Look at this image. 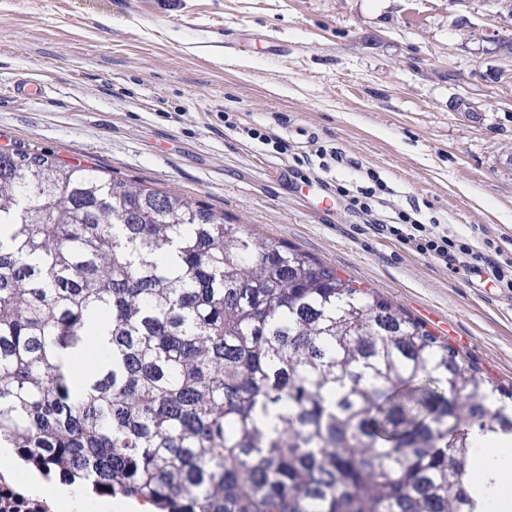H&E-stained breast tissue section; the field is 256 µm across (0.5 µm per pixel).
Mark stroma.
I'll return each mask as SVG.
<instances>
[{
  "label": "stroma",
  "mask_w": 512,
  "mask_h": 512,
  "mask_svg": "<svg viewBox=\"0 0 512 512\" xmlns=\"http://www.w3.org/2000/svg\"><path fill=\"white\" fill-rule=\"evenodd\" d=\"M504 34L512 0H0V150L182 194L334 267L507 385L512 292L369 230L343 203L322 209L313 184L372 169L387 215L417 211L512 257ZM22 77L44 93L10 96ZM317 144L351 166L301 163Z\"/></svg>",
  "instance_id": "obj_1"
}]
</instances>
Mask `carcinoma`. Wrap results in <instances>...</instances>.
Masks as SVG:
<instances>
[{
	"mask_svg": "<svg viewBox=\"0 0 512 512\" xmlns=\"http://www.w3.org/2000/svg\"><path fill=\"white\" fill-rule=\"evenodd\" d=\"M103 345L76 395L87 324ZM512 386L179 194L0 153V448L157 512H477Z\"/></svg>",
	"mask_w": 512,
	"mask_h": 512,
	"instance_id": "1",
	"label": "carcinoma"
}]
</instances>
